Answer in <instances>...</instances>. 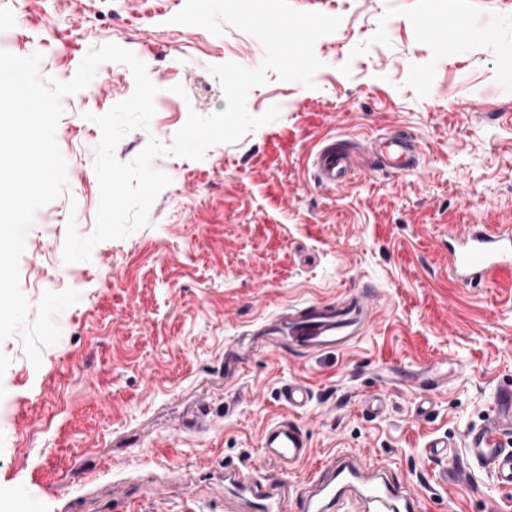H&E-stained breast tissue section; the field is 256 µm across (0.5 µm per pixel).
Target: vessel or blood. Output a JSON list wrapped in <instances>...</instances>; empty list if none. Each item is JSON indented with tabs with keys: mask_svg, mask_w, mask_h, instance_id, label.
<instances>
[{
	"mask_svg": "<svg viewBox=\"0 0 512 512\" xmlns=\"http://www.w3.org/2000/svg\"><path fill=\"white\" fill-rule=\"evenodd\" d=\"M366 150L376 168L383 171L417 168L422 154L419 143L408 134L372 138ZM355 168L354 151L332 140L319 147L313 161L315 179L325 187L344 185ZM448 277L467 288L511 279L512 225L464 224L449 231ZM378 311L376 292L365 285L346 291L333 302L286 308L263 319L260 328L286 331L290 349L310 356L350 348L364 328L374 322ZM310 399L311 390L302 381L290 383L281 391L284 406L292 412L304 410ZM511 433L512 386L508 385L497 390L494 410L487 421L464 435L463 454H454L447 439L431 442L433 455L453 457V466L441 472V481L468 482L477 466L497 485L512 487V449L501 441L502 436ZM262 448L284 471L296 468L310 455L306 434L287 419L264 429ZM224 483L231 486L230 498L240 512H336L350 499L359 502L363 512H421L423 503L413 482L394 480L380 463L348 454L325 460L291 502L276 481H261L236 468L225 469Z\"/></svg>",
	"mask_w": 512,
	"mask_h": 512,
	"instance_id": "1",
	"label": "vessel or blood"
}]
</instances>
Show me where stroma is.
<instances>
[{
	"mask_svg": "<svg viewBox=\"0 0 512 512\" xmlns=\"http://www.w3.org/2000/svg\"><path fill=\"white\" fill-rule=\"evenodd\" d=\"M185 0H0L11 52L43 56L39 75L66 82L86 52L114 43L147 66L158 92L148 130L117 146L131 161L157 139L170 145L189 112L224 110L213 74L233 62L255 68L259 40L232 26L215 35L173 23ZM299 11L340 17L319 38L313 87L269 76L247 109L279 118L203 159L158 157L170 184L149 225L99 243L66 265L68 227L93 234L100 202L96 115L134 92L129 67L102 64L63 100L56 141L66 161L62 194L41 207L19 260L30 307L63 289L72 267L80 300L52 316L59 340L33 367L22 333L0 342V512H224L222 476L234 467L301 490L314 468L347 453L387 463L418 483L426 512H512V488L482 469L469 484L440 486L448 457L429 441L462 436L492 412L512 383V281L465 288L448 278L455 224H512V0H289ZM457 23L468 41L433 39ZM182 85L183 94L173 93ZM415 136L417 170L357 169L330 190L313 157L333 137L351 148L383 131ZM55 225L43 235L42 223ZM374 287L380 312L348 350L304 356L250 351L224 377V352L289 305L336 301ZM419 367L448 376L424 397L405 376ZM305 382L294 415L309 458L281 472L261 448L268 424L289 416L282 387ZM377 395L379 412L366 400ZM205 431H174L194 405ZM120 493H113V486Z\"/></svg>",
	"mask_w": 512,
	"mask_h": 512,
	"instance_id": "1",
	"label": "stroma"
}]
</instances>
